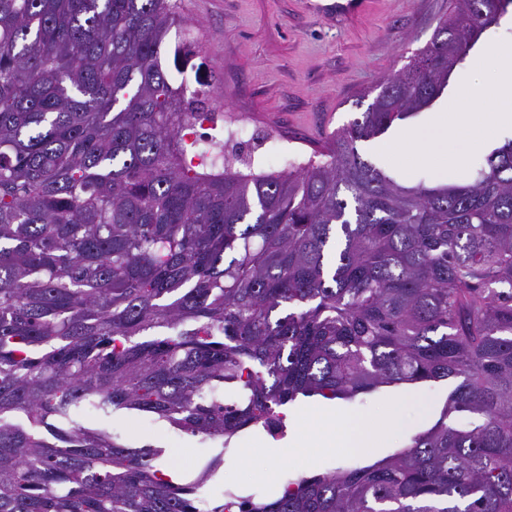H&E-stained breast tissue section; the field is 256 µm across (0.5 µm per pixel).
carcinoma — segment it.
I'll return each instance as SVG.
<instances>
[{"mask_svg":"<svg viewBox=\"0 0 512 512\" xmlns=\"http://www.w3.org/2000/svg\"><path fill=\"white\" fill-rule=\"evenodd\" d=\"M512 0H451L324 159L206 156L177 0H0V512H512V140L405 186L358 143L429 108ZM455 378L370 465L273 498L176 484L78 409L229 443L300 396ZM479 416L477 425L449 421Z\"/></svg>","mask_w":512,"mask_h":512,"instance_id":"obj_1","label":"carcinoma"}]
</instances>
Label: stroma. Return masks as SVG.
Here are the masks:
<instances>
[{"label": "stroma", "mask_w": 512, "mask_h": 512, "mask_svg": "<svg viewBox=\"0 0 512 512\" xmlns=\"http://www.w3.org/2000/svg\"><path fill=\"white\" fill-rule=\"evenodd\" d=\"M179 6L187 24L171 31L167 47L186 46L193 65L209 74L205 88L210 103L237 113L235 127L243 133L261 134L256 122L260 116L274 118L284 128L285 138H272L255 157V170L269 171L325 151L332 134L363 112V94L378 91L385 78L400 71L430 41L449 0H369L360 16L336 21L313 12L308 0H179ZM490 45L512 54V10L482 36L431 107L379 139L360 143L361 152L407 186L422 179L459 182L452 168L397 160L383 146L396 141L399 131H428L432 117L447 111L462 83L485 79L489 69L478 59ZM453 386L448 380L383 387L352 401L303 397L290 406L286 432L279 440L263 429L250 428L224 445L176 430L158 417L131 413L110 419L87 414L82 421L90 428L118 431L135 445L163 449V461L179 465L188 480L217 462L209 487L246 496L270 493L264 474L271 467L282 485L299 471L321 474L399 452L413 434L437 421ZM395 401L404 404L402 421L375 447H339L300 469L286 461L273 465L270 449L303 447L320 432L323 412L332 409L337 418L372 425Z\"/></svg>", "instance_id": "stroma-1"}]
</instances>
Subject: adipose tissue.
Here are the masks:
<instances>
[{
	"label": "adipose tissue",
	"mask_w": 512,
	"mask_h": 512,
	"mask_svg": "<svg viewBox=\"0 0 512 512\" xmlns=\"http://www.w3.org/2000/svg\"><path fill=\"white\" fill-rule=\"evenodd\" d=\"M504 52L498 46H490L484 56L497 73L493 84L481 89L463 85L450 111L440 113L432 133L422 135L405 132L388 148L389 153L401 154L419 163H437L464 169L465 154L458 146L460 139L476 144L485 136L495 133L502 125L512 123V64L503 60ZM400 421L399 408H389L386 418L378 428L368 427L362 422L336 425L325 421V437L314 446L294 449L293 454L301 463L310 464L317 454L335 446L358 449L368 447L377 434H383L397 426Z\"/></svg>",
	"instance_id": "1"
}]
</instances>
